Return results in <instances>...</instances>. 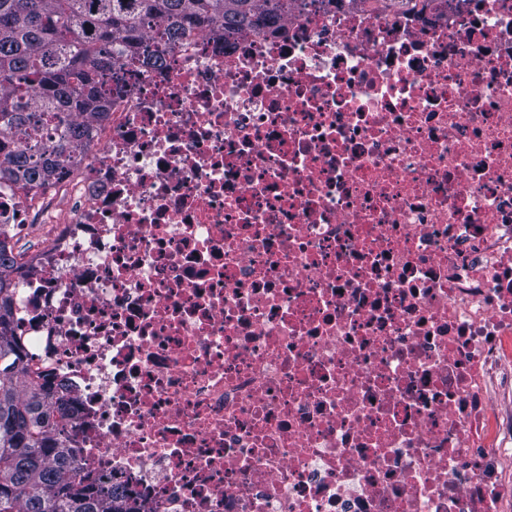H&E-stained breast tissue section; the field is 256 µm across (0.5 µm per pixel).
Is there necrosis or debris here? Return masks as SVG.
Wrapping results in <instances>:
<instances>
[{
	"label": "necrosis or debris",
	"instance_id": "obj_1",
	"mask_svg": "<svg viewBox=\"0 0 512 512\" xmlns=\"http://www.w3.org/2000/svg\"><path fill=\"white\" fill-rule=\"evenodd\" d=\"M277 27L0 180L23 378L142 512H512V0ZM0 142V179L15 178L25 185L40 187L51 177L57 163L41 154L25 151L1 154Z\"/></svg>",
	"mask_w": 512,
	"mask_h": 512
}]
</instances>
